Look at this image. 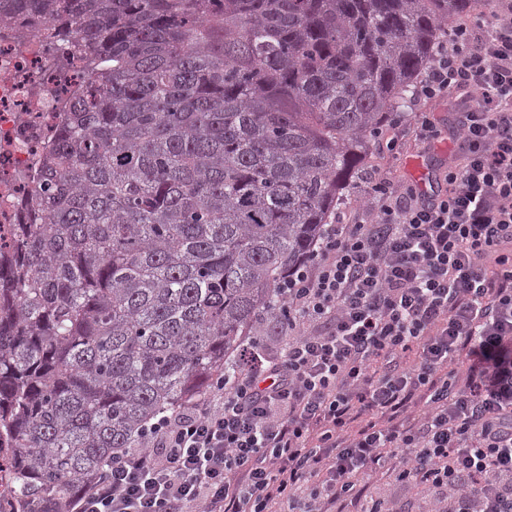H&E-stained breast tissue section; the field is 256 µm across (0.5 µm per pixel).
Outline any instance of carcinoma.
Wrapping results in <instances>:
<instances>
[{
    "label": "carcinoma",
    "mask_w": 512,
    "mask_h": 512,
    "mask_svg": "<svg viewBox=\"0 0 512 512\" xmlns=\"http://www.w3.org/2000/svg\"><path fill=\"white\" fill-rule=\"evenodd\" d=\"M473 0H0L99 68L3 245L0 512H67L286 316L352 173ZM245 338L248 340L251 336H262L267 347L274 349L279 341V332L274 320H263L255 323L245 331Z\"/></svg>",
    "instance_id": "1"
}]
</instances>
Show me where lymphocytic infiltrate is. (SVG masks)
Wrapping results in <instances>:
<instances>
[{
    "label": "lymphocytic infiltrate",
    "mask_w": 512,
    "mask_h": 512,
    "mask_svg": "<svg viewBox=\"0 0 512 512\" xmlns=\"http://www.w3.org/2000/svg\"><path fill=\"white\" fill-rule=\"evenodd\" d=\"M415 97L458 105L445 192L370 179L371 222L323 225L280 288V346L116 449L69 512H389L376 475L434 512H512V0L437 44Z\"/></svg>",
    "instance_id": "1"
}]
</instances>
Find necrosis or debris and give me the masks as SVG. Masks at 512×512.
<instances>
[{"mask_svg": "<svg viewBox=\"0 0 512 512\" xmlns=\"http://www.w3.org/2000/svg\"><path fill=\"white\" fill-rule=\"evenodd\" d=\"M38 18L0 23V239L33 218V187L68 102L92 84L65 31Z\"/></svg>", "mask_w": 512, "mask_h": 512, "instance_id": "1", "label": "necrosis or debris"}]
</instances>
